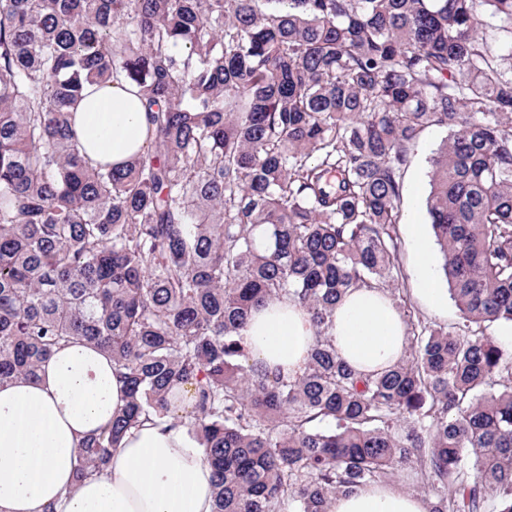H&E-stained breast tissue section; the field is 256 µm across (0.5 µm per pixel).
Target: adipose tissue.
Here are the masks:
<instances>
[{
    "label": "adipose tissue",
    "instance_id": "ef3b65f1",
    "mask_svg": "<svg viewBox=\"0 0 512 512\" xmlns=\"http://www.w3.org/2000/svg\"><path fill=\"white\" fill-rule=\"evenodd\" d=\"M75 129L95 166L122 162L144 144L143 112L128 82L89 86ZM420 294L431 307L444 295L420 228H413ZM258 368L301 373L313 341L309 316L285 301L254 308L241 332ZM333 343L359 372L395 364L405 346L403 319L385 291L349 289L337 304ZM125 387L104 351L75 341L37 375L0 387V512H213L207 450L189 423L144 424L129 431L106 467L79 481L80 440L106 426L125 402ZM425 497L388 482L340 494L332 512H428Z\"/></svg>",
    "mask_w": 512,
    "mask_h": 512
}]
</instances>
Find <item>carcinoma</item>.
<instances>
[{
    "instance_id": "carcinoma-1",
    "label": "carcinoma",
    "mask_w": 512,
    "mask_h": 512,
    "mask_svg": "<svg viewBox=\"0 0 512 512\" xmlns=\"http://www.w3.org/2000/svg\"><path fill=\"white\" fill-rule=\"evenodd\" d=\"M512 0H0V386L61 345L106 351L127 387L75 477L124 435L190 425L214 512H331L420 467L430 512H512ZM135 84L146 147L92 167L70 108ZM461 322L407 323L392 367L357 373L330 329L350 288L389 286L408 151ZM301 306L302 373L256 371L253 307ZM330 426H322V422Z\"/></svg>"
}]
</instances>
